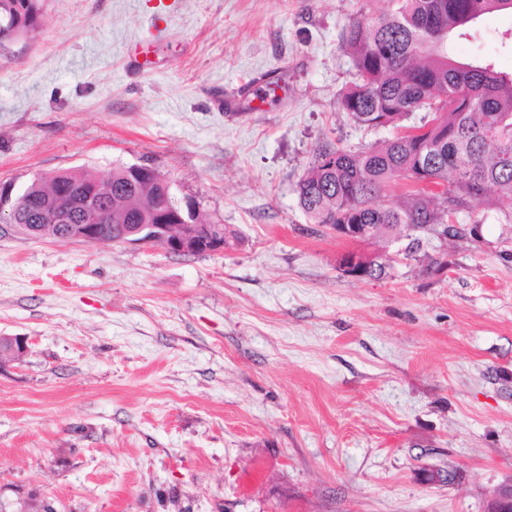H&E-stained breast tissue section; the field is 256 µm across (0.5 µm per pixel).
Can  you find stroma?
Instances as JSON below:
<instances>
[{
	"label": "stroma",
	"mask_w": 512,
	"mask_h": 512,
	"mask_svg": "<svg viewBox=\"0 0 512 512\" xmlns=\"http://www.w3.org/2000/svg\"><path fill=\"white\" fill-rule=\"evenodd\" d=\"M43 4L0 51V185L149 165L235 238L0 232V336L29 339L0 363V512H485L512 484V223L458 212L437 265L403 237L358 280L295 192L322 148L394 136L337 105L344 28L391 0ZM478 29L454 54L512 72V16Z\"/></svg>",
	"instance_id": "obj_1"
}]
</instances>
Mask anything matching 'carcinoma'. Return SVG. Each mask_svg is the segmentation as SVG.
I'll return each mask as SVG.
<instances>
[{
    "mask_svg": "<svg viewBox=\"0 0 512 512\" xmlns=\"http://www.w3.org/2000/svg\"><path fill=\"white\" fill-rule=\"evenodd\" d=\"M41 0H0V50L34 31ZM394 9L366 22L355 19L344 29L343 44L358 81L338 98V106L356 124L383 115L400 126L415 112L433 114L427 136H399L365 150L325 149L296 186L298 203L315 224L334 230L366 224L379 238L403 232H433L455 238L461 231L449 217L474 204L512 213V73L491 64L448 55L440 40L467 36L478 20L509 13V0H392ZM128 167L112 168L105 179L89 170L36 176L16 195H0V221L45 224V205L54 187L75 184L120 188L112 197V221L99 225L105 243L121 238L129 224L142 219L175 224L180 209L166 178L148 177L136 184ZM398 179L415 185L432 181L446 187L435 196L414 190L400 201L378 199Z\"/></svg>",
    "mask_w": 512,
    "mask_h": 512,
    "instance_id": "carcinoma-1",
    "label": "carcinoma"
}]
</instances>
